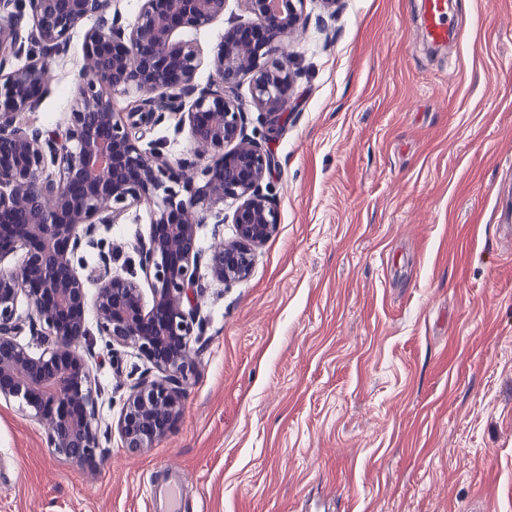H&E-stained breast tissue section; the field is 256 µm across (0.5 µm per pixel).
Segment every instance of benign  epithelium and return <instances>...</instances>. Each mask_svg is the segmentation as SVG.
Returning a JSON list of instances; mask_svg holds the SVG:
<instances>
[{
  "mask_svg": "<svg viewBox=\"0 0 512 512\" xmlns=\"http://www.w3.org/2000/svg\"><path fill=\"white\" fill-rule=\"evenodd\" d=\"M18 2L0 0V262L19 248L27 252L19 266L0 268V398L18 400L44 426L54 453L96 466L93 368L79 350L89 335L88 312L112 353L131 348L151 365L130 386L117 420L129 452L151 448L178 420L193 375L190 343L203 335L206 290L200 267L223 284L246 277L255 248L279 224L263 191L275 157L246 134V110L234 90L251 77L252 103L268 116L265 139L278 137L290 77L264 58L303 23L305 0H244L252 20L225 30L204 87L194 83L199 47L173 35L223 17L227 0H143L126 28L112 12L115 0H26L33 21L26 35ZM88 20L90 65L76 85L64 136L17 125L18 114L34 111L49 88V55L65 52ZM33 42L45 53L3 73L9 59L32 53ZM130 91L140 95L136 109L114 111L112 94ZM167 112L209 158L203 168L135 144L132 131L146 132ZM50 165L58 176L46 173ZM170 179L178 189L166 185ZM227 199L239 202L232 223L240 241L205 252L197 232L211 219L224 223L220 204ZM142 201L155 206L148 239L134 247L149 289L112 273L113 256L101 250L96 293L88 298L81 250L95 245L98 225L117 223ZM22 295L31 310L27 325L16 314ZM26 328L41 337L40 353L17 340Z\"/></svg>",
  "mask_w": 512,
  "mask_h": 512,
  "instance_id": "1",
  "label": "benign epithelium"
}]
</instances>
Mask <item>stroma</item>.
Returning a JSON list of instances; mask_svg holds the SVG:
<instances>
[{
    "label": "stroma",
    "instance_id": "obj_1",
    "mask_svg": "<svg viewBox=\"0 0 512 512\" xmlns=\"http://www.w3.org/2000/svg\"><path fill=\"white\" fill-rule=\"evenodd\" d=\"M459 33L433 54L421 0H307L304 29L267 56L293 76L268 147L280 222L249 277H205L207 330L175 427L103 466L56 455L18 401L0 400V512H512V0H453ZM243 0L178 40L210 62ZM84 32L53 56V81L17 123L66 130ZM189 156L166 117L139 141ZM151 208L99 227L114 272H138ZM91 349L98 413L117 421L147 367Z\"/></svg>",
    "mask_w": 512,
    "mask_h": 512
}]
</instances>
